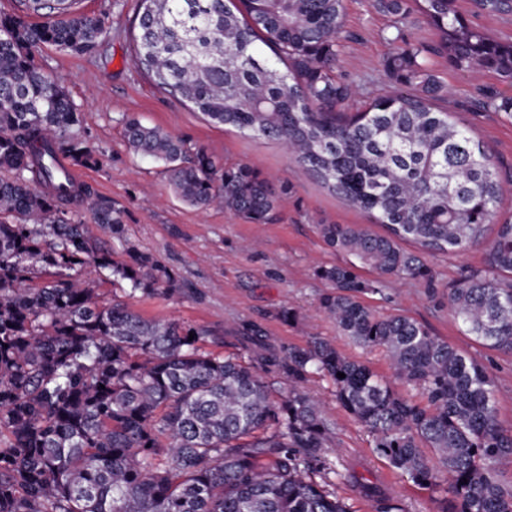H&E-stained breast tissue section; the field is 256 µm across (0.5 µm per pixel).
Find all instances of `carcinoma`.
Returning <instances> with one entry per match:
<instances>
[{
	"label": "carcinoma",
	"mask_w": 512,
	"mask_h": 512,
	"mask_svg": "<svg viewBox=\"0 0 512 512\" xmlns=\"http://www.w3.org/2000/svg\"><path fill=\"white\" fill-rule=\"evenodd\" d=\"M343 2L139 0L133 62L211 121L278 142L385 229L320 225L329 246L380 276L321 267L331 290L320 306L344 335L384 350L427 405L322 339L273 349L244 323L251 363L242 364L202 351L204 330L101 303L82 278L87 267L134 292L169 294L179 282L123 236L111 201L58 166L62 157L75 166L100 159L36 52L93 55L105 21L83 14L79 0H17L16 12L0 15V512H349L313 479L326 470L328 428L304 391L312 374L331 378L395 470L433 490L448 485L453 500L442 512H512L498 470L512 456V428L498 419L487 368L425 325L378 317L359 301L382 292L385 277L434 287L433 270L403 241L446 254L483 244L484 268L448 286V309L483 347L512 352V219L485 241L507 188L486 145L437 105L446 88L400 23L418 12L437 37L432 51L451 67L510 83L512 41L466 24L457 0H375L394 18L383 64L393 90L348 115L355 90L336 73ZM472 5L512 12V0ZM480 106L512 117L511 96L490 92ZM123 125L129 148L163 162L185 202L252 224L278 220L280 195L259 170L223 169L135 117ZM114 239L128 260L112 257ZM259 368L288 382L280 400Z\"/></svg>",
	"instance_id": "carcinoma-1"
}]
</instances>
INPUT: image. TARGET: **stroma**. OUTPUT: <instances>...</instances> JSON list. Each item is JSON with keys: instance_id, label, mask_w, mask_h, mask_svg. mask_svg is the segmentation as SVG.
I'll return each instance as SVG.
<instances>
[{"instance_id": "1", "label": "stroma", "mask_w": 512, "mask_h": 512, "mask_svg": "<svg viewBox=\"0 0 512 512\" xmlns=\"http://www.w3.org/2000/svg\"><path fill=\"white\" fill-rule=\"evenodd\" d=\"M80 8L106 21L99 54L78 56L45 46L38 58L79 108L86 137L101 154L100 165L83 168L82 182L122 210L125 236L171 269L181 284L171 295L134 294L127 282L112 279L108 272L85 269L100 301L125 303L148 319L207 330L202 350L224 356L247 358L238 332L245 322L258 324L275 347L302 346L318 336L370 366L396 392L407 394L382 350L344 336L319 308L328 285L317 277V269L348 262L349 257L329 247L318 227L362 224L365 216L278 144L209 122L141 72L132 60L138 0H81ZM392 23L390 15L374 8L373 0H344L347 38L339 70L364 90L352 101V109L390 89L383 73L390 46L383 35ZM427 62L448 90L443 107L473 127L491 150L501 177H512V119L472 108L480 88L492 86L512 96V83L491 73L455 70L438 55L428 56ZM126 115L204 148L220 165L249 164L261 170L283 192L279 223L252 224L227 209L197 208L182 201L163 163L129 149L122 122ZM424 260L435 273V290L413 279H387L383 293L362 295V303L382 317L412 318L482 362L494 380L499 421L512 428V354L488 350L465 335L449 315L445 298L463 269L481 267L482 247L451 255L428 253ZM286 310L292 311V319H283ZM306 391L321 402L330 430L327 469L317 475V482L335 491L351 512H376L378 507L375 498L359 488L360 476L384 487L400 512H439V493L415 485L390 467L375 451L367 429L337 402L329 377L311 375Z\"/></svg>"}]
</instances>
